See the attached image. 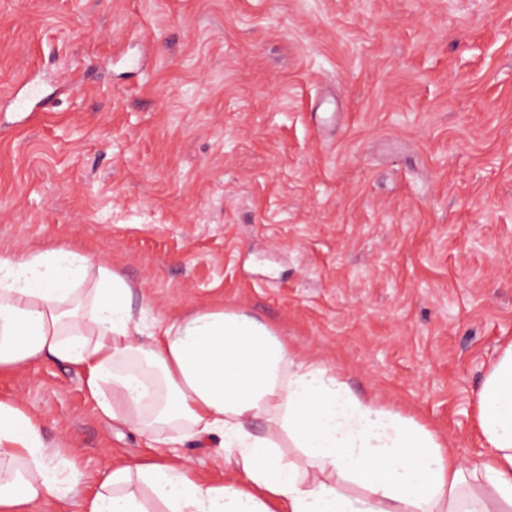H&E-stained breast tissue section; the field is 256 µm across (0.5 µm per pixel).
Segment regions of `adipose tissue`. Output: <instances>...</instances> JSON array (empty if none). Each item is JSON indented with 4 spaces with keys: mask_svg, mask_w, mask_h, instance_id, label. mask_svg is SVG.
<instances>
[{
    "mask_svg": "<svg viewBox=\"0 0 512 512\" xmlns=\"http://www.w3.org/2000/svg\"><path fill=\"white\" fill-rule=\"evenodd\" d=\"M136 294L115 268L61 246L0 249V373L39 360L75 368L100 414L148 447L220 437L237 480L204 484L182 457H148L81 496L76 460L57 465L62 448L39 419L0 398V512L41 501L80 512H512V345L477 392L489 453L470 464L270 325L221 306L151 321Z\"/></svg>",
    "mask_w": 512,
    "mask_h": 512,
    "instance_id": "adipose-tissue-1",
    "label": "adipose tissue"
}]
</instances>
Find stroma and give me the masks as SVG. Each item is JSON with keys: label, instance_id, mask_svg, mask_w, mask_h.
Listing matches in <instances>:
<instances>
[{"label": "stroma", "instance_id": "1", "mask_svg": "<svg viewBox=\"0 0 512 512\" xmlns=\"http://www.w3.org/2000/svg\"><path fill=\"white\" fill-rule=\"evenodd\" d=\"M43 101L14 111L27 78ZM221 304L463 460L512 343V0H0V248ZM99 476L147 455L51 361L0 376ZM176 451L207 483L218 443Z\"/></svg>", "mask_w": 512, "mask_h": 512}]
</instances>
